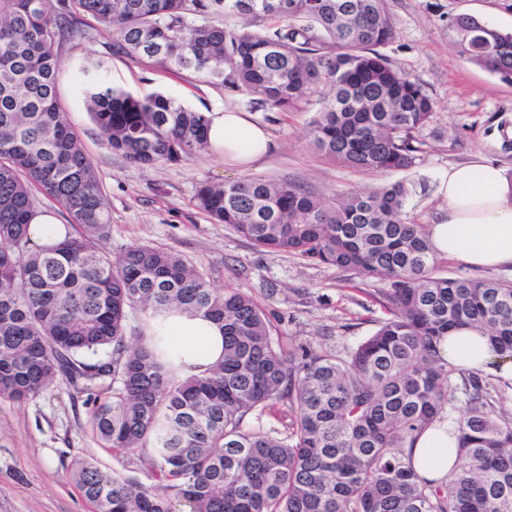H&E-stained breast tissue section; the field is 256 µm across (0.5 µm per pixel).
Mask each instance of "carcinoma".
I'll list each match as a JSON object with an SVG mask.
<instances>
[{"label":"carcinoma","mask_w":512,"mask_h":512,"mask_svg":"<svg viewBox=\"0 0 512 512\" xmlns=\"http://www.w3.org/2000/svg\"><path fill=\"white\" fill-rule=\"evenodd\" d=\"M270 20L263 30L224 18ZM103 30L112 45L290 112L322 88L311 123L328 157L372 173L415 163L434 100L382 48L395 38L385 0H0V398L20 401L64 377L87 394L90 428L152 483L87 459L72 476L95 512H512V417L472 372L444 361L440 336L487 333L512 359V283L436 274L427 225L407 216L401 183L333 209L288 180L203 184L196 205L254 247L385 280L384 310L355 350L276 345L239 288L217 291L176 252L102 243L109 206L58 92L63 42ZM468 61L512 83V34L471 15L448 23ZM77 63L104 145L136 166L207 147V116L157 93L137 97ZM79 228L34 248V192ZM177 309L224 325V360L180 379L147 344ZM145 330L127 334L129 313ZM454 471L416 474L405 449L456 400ZM288 411L271 414L277 403ZM273 415V421L264 420Z\"/></svg>","instance_id":"obj_1"}]
</instances>
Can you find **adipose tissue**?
Here are the masks:
<instances>
[{
    "instance_id": "obj_1",
    "label": "adipose tissue",
    "mask_w": 512,
    "mask_h": 512,
    "mask_svg": "<svg viewBox=\"0 0 512 512\" xmlns=\"http://www.w3.org/2000/svg\"><path fill=\"white\" fill-rule=\"evenodd\" d=\"M208 119V145L227 165L248 167L273 147L265 127L247 113L224 108ZM437 194L447 209L428 227L435 254L477 270L512 268V178L502 167L487 160L451 166ZM161 334L178 377L202 374L223 357L224 335L212 320L173 311ZM438 352L460 368L512 376V362L496 356L488 337L474 329L443 337ZM456 446V430L436 422L407 449V461L419 476L443 485L453 470Z\"/></svg>"
}]
</instances>
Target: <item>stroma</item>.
I'll use <instances>...</instances> for the list:
<instances>
[{"label": "stroma", "instance_id": "1", "mask_svg": "<svg viewBox=\"0 0 512 512\" xmlns=\"http://www.w3.org/2000/svg\"><path fill=\"white\" fill-rule=\"evenodd\" d=\"M386 7L396 37L384 52L435 101L436 114L414 165L383 173L350 168L315 148L309 134L315 101L295 112L253 109L245 93L105 47L103 37L90 45L64 43L59 94L109 203L106 250L117 256L127 245L144 242L178 252L213 288L231 285L250 295L284 350L309 343L344 354L361 343L384 315L373 295L385 282L366 279L352 289L346 273L335 268L257 250L230 227L211 223L194 197L202 184L248 176L295 182L332 208L342 195L400 182L409 190V217L432 224L445 210L436 189L449 166L485 159L512 173V84L469 62L448 34L450 20L460 14L512 33V0H386ZM89 46L102 56L114 87L139 97L161 93L199 112L224 106L250 112L267 125L274 152L245 170L207 150L176 164L129 163L104 146L83 103L76 63ZM88 420L84 395L63 379L22 401L0 399V512H93L70 475L78 458L140 478L126 459L100 447Z\"/></svg>", "mask_w": 512, "mask_h": 512}]
</instances>
